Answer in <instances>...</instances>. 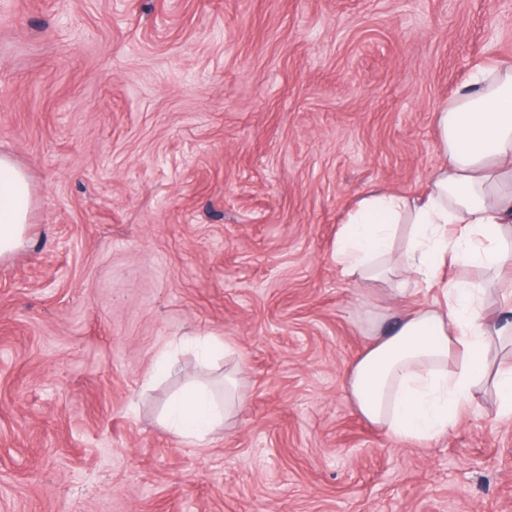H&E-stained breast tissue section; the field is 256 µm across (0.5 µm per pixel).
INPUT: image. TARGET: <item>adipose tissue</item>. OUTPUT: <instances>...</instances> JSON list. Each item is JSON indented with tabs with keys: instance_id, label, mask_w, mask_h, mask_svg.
I'll return each instance as SVG.
<instances>
[{
	"instance_id": "1",
	"label": "adipose tissue",
	"mask_w": 512,
	"mask_h": 512,
	"mask_svg": "<svg viewBox=\"0 0 512 512\" xmlns=\"http://www.w3.org/2000/svg\"><path fill=\"white\" fill-rule=\"evenodd\" d=\"M439 165L420 195L371 190L347 214L334 244L341 275L386 279L413 296L444 267H512V67L478 70L433 115ZM35 198L28 174L0 154V260L30 235ZM485 290L449 280L445 300L394 312L391 324L345 374L355 411L398 440L447 433L481 384L491 385L501 415H512V368L490 355L512 343V298L488 310ZM247 396L188 388L169 402L162 423L176 437L205 445Z\"/></svg>"
}]
</instances>
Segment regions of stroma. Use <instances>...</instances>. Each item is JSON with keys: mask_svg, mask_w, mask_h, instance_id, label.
<instances>
[{"mask_svg": "<svg viewBox=\"0 0 512 512\" xmlns=\"http://www.w3.org/2000/svg\"><path fill=\"white\" fill-rule=\"evenodd\" d=\"M512 66V0H0V153L29 242L0 262V512H512V418L478 392L398 441L344 371L402 301L332 250L419 193L432 115ZM209 332L208 365L160 352ZM233 376L202 448L168 398Z\"/></svg>", "mask_w": 512, "mask_h": 512, "instance_id": "stroma-1", "label": "stroma"}]
</instances>
